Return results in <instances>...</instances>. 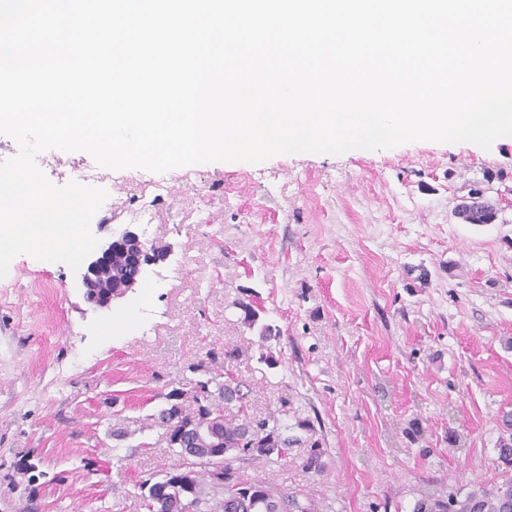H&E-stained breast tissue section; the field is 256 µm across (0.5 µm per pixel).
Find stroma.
<instances>
[{
  "label": "stroma",
  "mask_w": 512,
  "mask_h": 512,
  "mask_svg": "<svg viewBox=\"0 0 512 512\" xmlns=\"http://www.w3.org/2000/svg\"><path fill=\"white\" fill-rule=\"evenodd\" d=\"M187 188L156 209L169 246L111 310L79 275L27 255L0 278V512H141L138 482L174 457L165 392L196 381L209 349L257 350L259 309L280 335L267 367L244 359L254 411L279 397L313 423L307 446L255 468L323 512H412L473 482L500 481L512 414V136L490 149L420 140L341 155L181 167ZM112 184V223L150 199L158 173ZM473 188L492 224L455 207Z\"/></svg>",
  "instance_id": "obj_1"
}]
</instances>
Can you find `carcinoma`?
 I'll list each match as a JSON object with an SVG mask.
<instances>
[{
    "mask_svg": "<svg viewBox=\"0 0 512 512\" xmlns=\"http://www.w3.org/2000/svg\"><path fill=\"white\" fill-rule=\"evenodd\" d=\"M463 202L460 219L469 224H492L498 218L497 209L481 188L470 189ZM133 250L132 246L120 247L112 256V283L118 284L134 272V264L124 258L125 253ZM235 305L243 312L245 324L259 329L258 362L269 367L277 365L272 352L265 349V342L277 336V330L261 322L259 310L251 304L237 301ZM242 356L243 351L238 348L221 352L211 349L206 358L188 365L191 372H201L206 379L197 381L189 390L173 388L164 394L166 407L158 412L157 421L165 427L168 445L175 453L176 438L184 429L209 414L224 416V447L210 448L196 441L191 448L202 459L214 454L223 456L226 479L220 487L213 482L211 471L202 468L186 482L172 465L160 477L153 476L139 484V489L145 488L148 495L157 498L160 512H214V504L221 499L224 512H320L318 502L247 474L249 467L287 459L289 450L300 441L290 434L294 429L306 432L309 438L310 453L305 466L319 472L322 464L321 441L313 423L297 416L293 423H288L291 410L287 398H279L275 409L263 417L250 413L247 384L234 366ZM207 389L213 396L205 400L199 393ZM413 512H512V478L477 483L450 504L425 497L415 504Z\"/></svg>",
    "mask_w": 512,
    "mask_h": 512,
    "instance_id": "1",
    "label": "carcinoma"
}]
</instances>
